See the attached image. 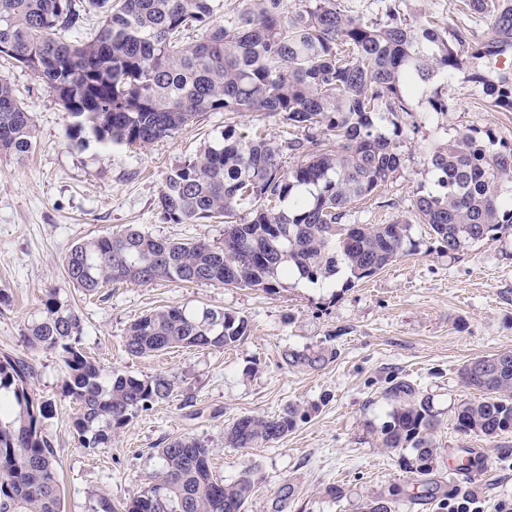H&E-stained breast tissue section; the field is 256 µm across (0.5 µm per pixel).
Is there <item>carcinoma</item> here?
Returning <instances> with one entry per match:
<instances>
[{
	"instance_id": "obj_1",
	"label": "carcinoma",
	"mask_w": 512,
	"mask_h": 512,
	"mask_svg": "<svg viewBox=\"0 0 512 512\" xmlns=\"http://www.w3.org/2000/svg\"><path fill=\"white\" fill-rule=\"evenodd\" d=\"M486 18L487 36L427 25L408 0H387L385 20L348 15L341 0H0V58L32 71L70 119L72 144L144 146L171 137L206 112H276L300 136L282 144L246 137L231 125L198 155L170 171L160 193L169 224L225 220L224 245L174 241L134 224L76 243L64 258L65 280L92 295L112 283L156 280L273 289L281 277L326 279L343 264L350 282L368 278L405 251L411 225L347 224L350 206L387 185L401 167L397 121L426 87L441 81L429 106L448 111L447 80L474 58L512 56V0H468ZM95 29L75 41L89 14ZM492 104L512 112V70L487 85ZM36 144L28 112L0 76V153L24 159ZM299 161L284 168L283 151ZM431 179L413 202L439 246L458 252L512 234V138L470 129L427 147ZM246 212L235 221L238 212ZM247 321L213 308L166 306L134 320L125 351L141 358L172 347L224 349ZM80 315L60 288L46 290L25 346L55 354L67 377L62 394L79 406L72 421L84 448H102L139 412L169 399L167 374L104 377L81 347ZM33 365L0 358V512H63L57 460L43 434L52 403L30 391ZM484 394L456 410L455 428L494 438L512 429V352L476 358L461 370ZM389 394L398 405L381 428L394 451L412 449L408 472L428 485L438 425L430 401L405 380ZM298 411L242 416L226 431L236 448L288 435ZM148 486L100 512H245L256 480L214 476L210 450L193 437L159 449Z\"/></svg>"
}]
</instances>
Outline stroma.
<instances>
[{
	"mask_svg": "<svg viewBox=\"0 0 512 512\" xmlns=\"http://www.w3.org/2000/svg\"><path fill=\"white\" fill-rule=\"evenodd\" d=\"M419 18L482 37L487 25L465 0H411ZM495 78L484 59L471 60L448 81L445 112L427 102L403 115L393 180L350 209L353 224L412 226V248L375 275L350 283L345 270L312 283L289 276L280 287L224 288L206 283H115L94 296L65 288L63 259L78 241L136 224L157 236L223 243L224 225L166 224L157 201L171 168L193 157L225 125L287 141L295 131L274 112H210L173 136L142 147L71 144L65 112L34 73L0 62L31 113L37 144L28 158L0 154V357L25 358L36 372L35 398L51 401L44 433L56 449L64 512H96L100 499L129 500L156 471L159 448L194 437L210 450L214 474L232 482L244 469L257 481L246 512H362L378 495L398 496V512H448L449 502L474 497L482 512L512 502V430L494 439L456 430L454 414L481 392L466 387L460 370L472 358L512 351V235L449 253L435 243L412 208L430 180L428 142L469 129L512 137V112L485 97L471 73ZM61 286L80 314L82 348L104 373L171 375L169 399L139 412L109 446L83 448L71 420L76 406L61 394L66 369L50 352L23 344L46 289ZM171 305L210 307L246 318L248 330L224 350L174 348L127 355L124 334L138 317ZM307 362L288 363L289 352ZM410 381L438 416L432 493L417 488L405 468L410 451L382 447L380 430L395 406L394 378ZM298 408L288 436L255 448L225 439L244 415L273 417ZM468 455L477 481L450 472V457Z\"/></svg>",
	"mask_w": 512,
	"mask_h": 512,
	"instance_id": "1",
	"label": "stroma"
}]
</instances>
